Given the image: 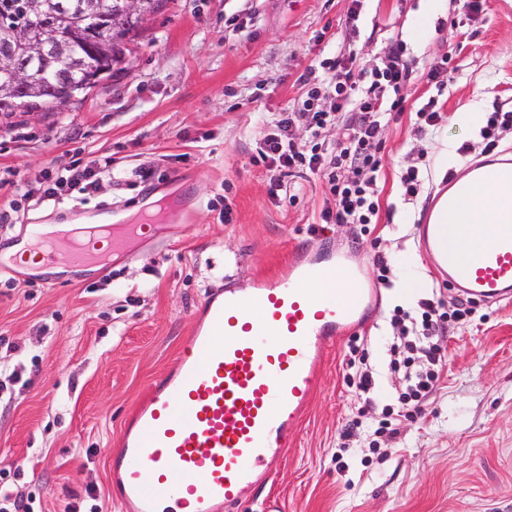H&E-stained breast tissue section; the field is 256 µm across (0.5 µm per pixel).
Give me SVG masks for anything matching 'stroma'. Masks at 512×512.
<instances>
[{
	"label": "stroma",
	"instance_id": "1",
	"mask_svg": "<svg viewBox=\"0 0 512 512\" xmlns=\"http://www.w3.org/2000/svg\"><path fill=\"white\" fill-rule=\"evenodd\" d=\"M168 0L126 45L122 71L103 74L63 110L0 113V248L31 224L73 223L100 207L153 217L155 236L129 234L108 270L52 278L0 273V372L22 366L0 395V475L31 512H125L112 499L105 451L117 447L132 410L182 353L207 296L252 289L296 254L351 253L375 281V243L388 255L391 285L359 333L376 385H349V343L329 350L322 384L300 419L295 444L268 482L247 488L225 512H259L270 496L285 512H512V304L480 305L468 324L436 342L447 365L419 413L371 445L364 429L393 403L401 374L389 371L395 307L411 309L440 290L456 294L417 243L436 188L444 144L461 174L486 154L512 156V129L485 152L480 129L456 123L464 105L512 109V0ZM416 73L463 43L456 70L437 92L445 121L416 130L419 98L383 133L380 212L374 233L324 224L325 187L304 178L292 203L272 199L255 143L299 94L298 78L320 61L354 56L381 65L394 40ZM109 158L95 189L62 205L37 204L49 168ZM416 163L424 185L400 197L397 173ZM155 170L140 182L141 164ZM31 195H13L11 181ZM413 283L405 295L403 282ZM364 426L350 439L353 418Z\"/></svg>",
	"mask_w": 512,
	"mask_h": 512
}]
</instances>
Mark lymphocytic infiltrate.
I'll return each mask as SVG.
<instances>
[{
  "instance_id": "obj_1",
  "label": "lymphocytic infiltrate",
  "mask_w": 512,
  "mask_h": 512,
  "mask_svg": "<svg viewBox=\"0 0 512 512\" xmlns=\"http://www.w3.org/2000/svg\"><path fill=\"white\" fill-rule=\"evenodd\" d=\"M460 46L449 48L442 62L423 75H416L403 58V45L394 42L383 65L357 68L336 59L322 60L300 75L303 92L297 103L268 120L269 134L260 139L256 159L278 170L270 183L271 196L296 201L300 188L296 175H319L333 201L321 213L323 223L352 224L360 234L377 223L380 200L377 181L383 168L380 155L384 130L398 121L405 110L403 91L423 78L427 84L443 87L448 64ZM305 126L308 139L297 143L294 131ZM336 127L340 136L327 142L324 131ZM99 169L71 161L46 174L41 202H58L62 193H85L95 188ZM475 314L473 304L457 302L446 308L443 300L424 298L415 310L394 309L390 325L394 342L390 348L391 371L403 372L404 385L398 408H384L377 422V433L395 432L402 418L408 417L435 391L445 360L433 339L447 323L468 322Z\"/></svg>"
}]
</instances>
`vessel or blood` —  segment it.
Instances as JSON below:
<instances>
[{
    "instance_id": "obj_1",
    "label": "vessel or blood",
    "mask_w": 512,
    "mask_h": 512,
    "mask_svg": "<svg viewBox=\"0 0 512 512\" xmlns=\"http://www.w3.org/2000/svg\"><path fill=\"white\" fill-rule=\"evenodd\" d=\"M476 179L512 198V159L475 164ZM475 179V180H476ZM448 224L421 227L420 246L460 297L512 301V224L497 225L458 258ZM47 264L98 266L99 234L39 237ZM360 264L292 261L245 294L209 297L176 365L136 406L118 451L107 454L112 486L136 512H221L266 481L293 444L296 425L321 387L326 350L362 327L379 291Z\"/></svg>"
}]
</instances>
